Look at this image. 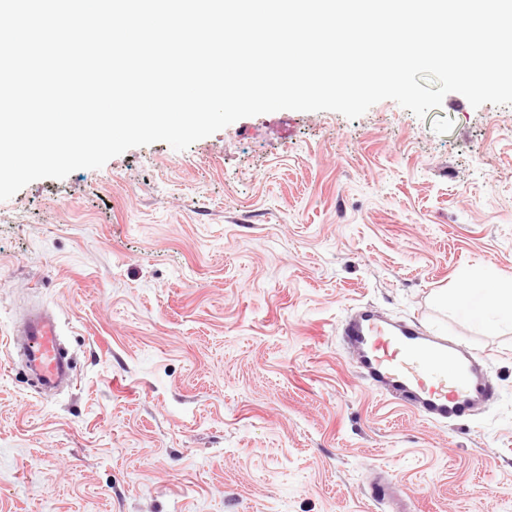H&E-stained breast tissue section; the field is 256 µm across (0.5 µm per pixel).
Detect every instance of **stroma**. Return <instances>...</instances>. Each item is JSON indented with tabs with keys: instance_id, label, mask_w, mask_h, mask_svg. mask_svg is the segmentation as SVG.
<instances>
[{
	"instance_id": "obj_1",
	"label": "stroma",
	"mask_w": 512,
	"mask_h": 512,
	"mask_svg": "<svg viewBox=\"0 0 512 512\" xmlns=\"http://www.w3.org/2000/svg\"><path fill=\"white\" fill-rule=\"evenodd\" d=\"M512 285V106L418 118H242L0 201V512H512V323L449 301ZM371 305L473 350L493 402L437 426L359 375L341 322ZM53 312L73 385L8 363Z\"/></svg>"
}]
</instances>
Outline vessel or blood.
<instances>
[{"mask_svg": "<svg viewBox=\"0 0 512 512\" xmlns=\"http://www.w3.org/2000/svg\"><path fill=\"white\" fill-rule=\"evenodd\" d=\"M22 362L43 389L69 379L71 362L62 352L54 315L29 313L22 326ZM342 336L371 388L410 406L422 419L445 424L473 415L495 388L483 365L446 338L425 335L408 322H392L361 307L342 324Z\"/></svg>", "mask_w": 512, "mask_h": 512, "instance_id": "1", "label": "vessel or blood"}]
</instances>
